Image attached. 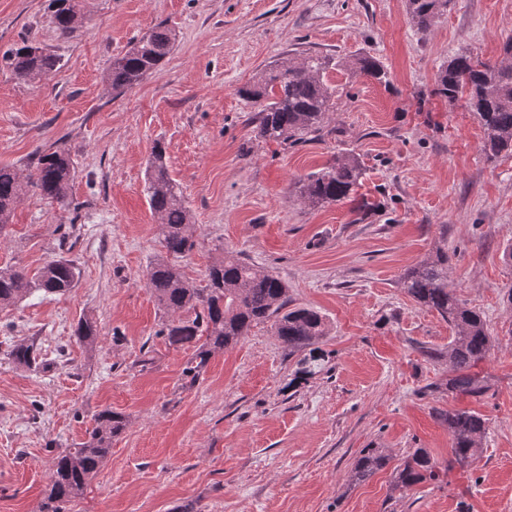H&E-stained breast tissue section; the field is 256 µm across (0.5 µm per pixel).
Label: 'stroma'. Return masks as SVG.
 <instances>
[{
  "label": "stroma",
  "mask_w": 512,
  "mask_h": 512,
  "mask_svg": "<svg viewBox=\"0 0 512 512\" xmlns=\"http://www.w3.org/2000/svg\"><path fill=\"white\" fill-rule=\"evenodd\" d=\"M80 5L84 25L64 36L52 0H0V55L26 38L60 60L39 82L0 66V164L31 170L38 151L60 146L75 170L65 203L24 196L0 233V266L33 271L63 256L80 271L68 294L0 308V512H36L53 446L77 447L105 408L130 424L68 512H512V264L502 258L512 154L487 160L464 100L434 93L457 54L502 58L512 0H450L424 35L405 0ZM158 26L175 29L173 53L113 92L112 58ZM310 52L333 61L322 132L295 147L258 137L240 89ZM364 55L385 81L359 73ZM158 143L197 227L178 261L185 279L204 287L225 250L276 274L293 305L325 318L316 374L294 381L296 356L261 323L186 383L193 350L161 336L168 316L145 279L162 252L144 192ZM341 155L362 164L351 199L302 203L298 181ZM440 246L456 295L494 337L475 368L479 398L449 393L455 330L399 284ZM85 317L99 334L91 349L74 334ZM30 338L44 362L35 372L6 356ZM450 410L486 421L465 466L451 461L440 419ZM365 448L390 461L358 483L351 470ZM417 448L437 460L439 479L394 490L395 468Z\"/></svg>",
  "instance_id": "stroma-1"
}]
</instances>
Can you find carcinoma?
Here are the masks:
<instances>
[{"label": "carcinoma", "mask_w": 512, "mask_h": 512, "mask_svg": "<svg viewBox=\"0 0 512 512\" xmlns=\"http://www.w3.org/2000/svg\"><path fill=\"white\" fill-rule=\"evenodd\" d=\"M410 23L421 33L431 30L436 19L448 9V0H406ZM53 19L63 35L75 32L85 22L77 0H53ZM175 31L158 27L135 39L121 55L112 59L108 81L116 92L131 88L159 70L173 52ZM504 58L490 64L459 54L442 66L435 92L455 101L465 98L469 111L483 128L482 151L493 160L502 152H512V38L503 44ZM6 67L21 79L40 81L57 70L58 57L47 49L24 40L3 57ZM330 61L308 55L297 62H276L257 82L241 90L256 104V133L265 140L295 145L321 130L332 108V93L324 82ZM359 70L378 81L386 78L382 65L373 57L357 60ZM361 164L359 158L336 157L317 172L299 181L300 198L316 207L348 199L354 192ZM74 166L69 154L49 149L38 156L35 173L12 165H0V231L9 224L25 188L56 202L68 198ZM149 205L157 216L160 244L165 256L150 264L146 273L148 290L158 304L171 314L162 330L169 345L192 346L195 356L187 362L183 375L194 382L210 357L238 345L260 322L271 329L289 353H304L298 361L295 379L315 373L322 360L318 344L325 336L323 316L312 308L292 307L287 285L273 273L232 255L214 261L208 272V286L195 288L184 278L170 258L187 256L195 247L196 225L182 194L170 177L163 148L156 144L147 167ZM80 271L65 257L46 262L35 273L12 266L0 267V306L15 305L39 292L63 295L76 287ZM404 292L421 306L434 310L456 329L448 342V391L473 397L485 392L483 379L473 372L492 347L493 337L481 313L472 310L453 293L448 283V250L406 269L400 277ZM75 336L88 347L97 344L96 322L81 319ZM17 367L34 370L39 366L35 340L23 341L8 352ZM448 427L455 461L466 464L474 459L478 442L486 434V421L474 411H450L440 415ZM127 416L104 409L94 416V427L87 440L54 457L50 482L38 512H67V506L83 496L89 480L100 470L112 447V438L128 426ZM389 456L381 448H365L353 467V478L364 481L384 468ZM439 476L437 463L425 448L415 449L396 469L394 488L408 491Z\"/></svg>", "instance_id": "carcinoma-1"}]
</instances>
